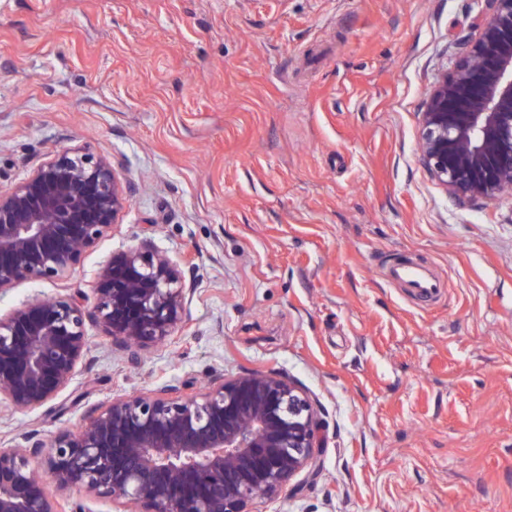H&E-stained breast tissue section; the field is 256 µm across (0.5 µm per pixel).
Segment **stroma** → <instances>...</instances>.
I'll list each match as a JSON object with an SVG mask.
<instances>
[{
  "label": "stroma",
  "instance_id": "stroma-1",
  "mask_svg": "<svg viewBox=\"0 0 512 512\" xmlns=\"http://www.w3.org/2000/svg\"><path fill=\"white\" fill-rule=\"evenodd\" d=\"M483 6L0 0V191L86 149L129 184L112 233L0 314L93 302L145 237L198 276L183 331L135 358L92 335L54 408L0 414V440L274 371L316 399L325 446L252 512H512V194L455 201L420 158L423 102ZM405 259L443 281L432 301L389 278Z\"/></svg>",
  "mask_w": 512,
  "mask_h": 512
}]
</instances>
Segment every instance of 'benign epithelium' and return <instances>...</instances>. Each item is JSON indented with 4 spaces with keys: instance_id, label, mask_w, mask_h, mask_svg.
I'll return each instance as SVG.
<instances>
[{
    "instance_id": "1",
    "label": "benign epithelium",
    "mask_w": 512,
    "mask_h": 512,
    "mask_svg": "<svg viewBox=\"0 0 512 512\" xmlns=\"http://www.w3.org/2000/svg\"><path fill=\"white\" fill-rule=\"evenodd\" d=\"M421 112L422 160L455 200L512 193V0H484ZM128 197L111 160L62 152L0 191V294L60 278L117 225ZM184 270L143 238L100 270L95 304L76 294L0 315V403L36 409L71 383L89 328L148 351L186 322ZM324 429L315 399L278 373L214 370L191 393L164 384L92 408L80 428L0 442V512H58L53 492L110 499L125 512H252L304 470Z\"/></svg>"
}]
</instances>
